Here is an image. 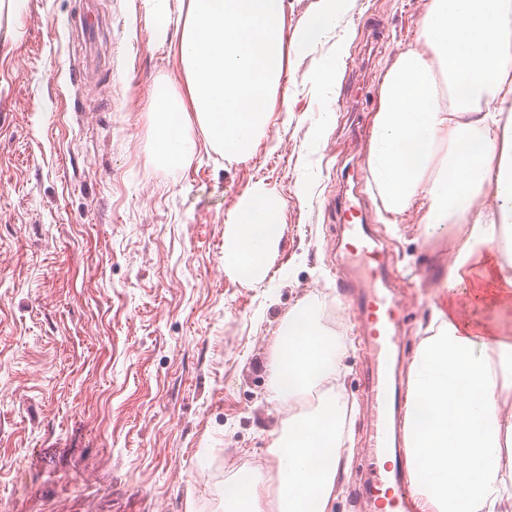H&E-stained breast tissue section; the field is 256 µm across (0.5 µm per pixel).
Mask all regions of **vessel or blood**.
<instances>
[{
  "label": "vessel or blood",
  "instance_id": "1",
  "mask_svg": "<svg viewBox=\"0 0 512 512\" xmlns=\"http://www.w3.org/2000/svg\"><path fill=\"white\" fill-rule=\"evenodd\" d=\"M344 228L350 239L348 258L353 268L337 287L356 311L364 342L377 352L381 364L367 379L374 409L368 434L370 471L359 485L356 499L372 504L374 512H412L413 497L402 442L393 421L405 410L406 388L392 380L389 363L398 347L397 332L404 320L401 299L394 291L397 270L387 262L385 249L358 222L356 205H340Z\"/></svg>",
  "mask_w": 512,
  "mask_h": 512
}]
</instances>
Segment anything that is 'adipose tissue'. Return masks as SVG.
<instances>
[{
  "label": "adipose tissue",
  "instance_id": "obj_1",
  "mask_svg": "<svg viewBox=\"0 0 512 512\" xmlns=\"http://www.w3.org/2000/svg\"><path fill=\"white\" fill-rule=\"evenodd\" d=\"M153 38L172 44L183 90L153 97L154 158L194 155L199 125L225 158L254 151L299 54L332 32L337 0L288 28V0H144ZM367 169L384 210L423 212L426 236L459 226L443 291L410 365L407 464L418 512H512V0H428L415 47L385 67ZM493 206H485L486 198ZM284 203L263 186L235 203L224 267L264 281ZM490 310L475 319L473 305ZM344 346L301 303L274 340L270 402L283 419L265 465L235 476L225 512H333L353 453L356 408L339 385Z\"/></svg>",
  "mask_w": 512,
  "mask_h": 512
}]
</instances>
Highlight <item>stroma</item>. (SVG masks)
<instances>
[{
	"instance_id": "35a3bbf8",
	"label": "stroma",
	"mask_w": 512,
	"mask_h": 512,
	"mask_svg": "<svg viewBox=\"0 0 512 512\" xmlns=\"http://www.w3.org/2000/svg\"><path fill=\"white\" fill-rule=\"evenodd\" d=\"M426 2L344 0L345 56L321 43L294 61L250 159H225L196 126L195 155L165 166L147 100L182 80L178 33L155 43L142 0H25L18 38L0 41V512H222L226 481L268 458L282 419L268 400L274 339L309 300L339 317L340 385L357 407L333 512H367L352 489L376 359L336 291L343 229L329 202L353 187L337 163L367 170L351 125L370 122ZM329 69L326 91L311 92L305 74ZM257 184L284 210L253 287L225 272L224 229ZM360 206L412 276L398 293L413 357L451 250L416 213L394 217L374 194Z\"/></svg>"
}]
</instances>
